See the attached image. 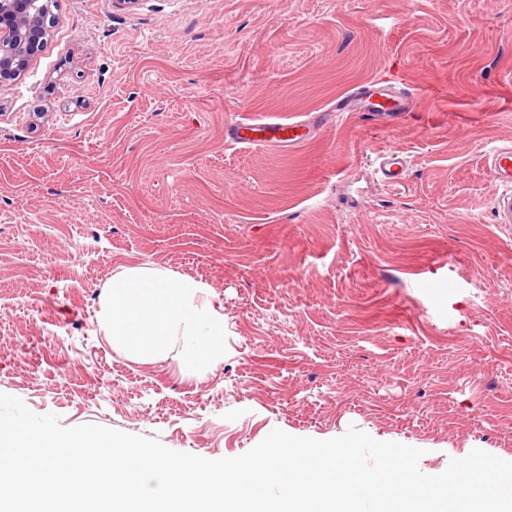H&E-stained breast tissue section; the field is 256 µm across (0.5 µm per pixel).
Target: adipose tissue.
I'll use <instances>...</instances> for the list:
<instances>
[{
  "label": "adipose tissue",
  "mask_w": 512,
  "mask_h": 512,
  "mask_svg": "<svg viewBox=\"0 0 512 512\" xmlns=\"http://www.w3.org/2000/svg\"><path fill=\"white\" fill-rule=\"evenodd\" d=\"M97 331L127 356L155 358L171 337L185 341L188 361L212 368L224 358V316L201 281L168 270L124 267L112 277Z\"/></svg>",
  "instance_id": "obj_1"
}]
</instances>
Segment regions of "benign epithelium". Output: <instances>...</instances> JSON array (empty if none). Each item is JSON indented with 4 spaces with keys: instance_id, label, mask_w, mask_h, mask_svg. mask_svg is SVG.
<instances>
[{
    "instance_id": "benign-epithelium-1",
    "label": "benign epithelium",
    "mask_w": 512,
    "mask_h": 512,
    "mask_svg": "<svg viewBox=\"0 0 512 512\" xmlns=\"http://www.w3.org/2000/svg\"><path fill=\"white\" fill-rule=\"evenodd\" d=\"M45 0H0V84L24 72L49 33Z\"/></svg>"
}]
</instances>
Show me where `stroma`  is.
Listing matches in <instances>:
<instances>
[{"label":"stroma","instance_id":"35a3bbf8","mask_svg":"<svg viewBox=\"0 0 512 512\" xmlns=\"http://www.w3.org/2000/svg\"><path fill=\"white\" fill-rule=\"evenodd\" d=\"M0 84V392L207 459L356 426L512 461V0H51ZM400 75L398 120L337 100ZM245 116L310 124L243 148ZM394 152L398 183L374 170ZM203 280L224 359L96 331L122 267ZM488 162L496 179L508 188L497 198L499 224H512V146L504 145L492 150Z\"/></svg>","mask_w":512,"mask_h":512}]
</instances>
